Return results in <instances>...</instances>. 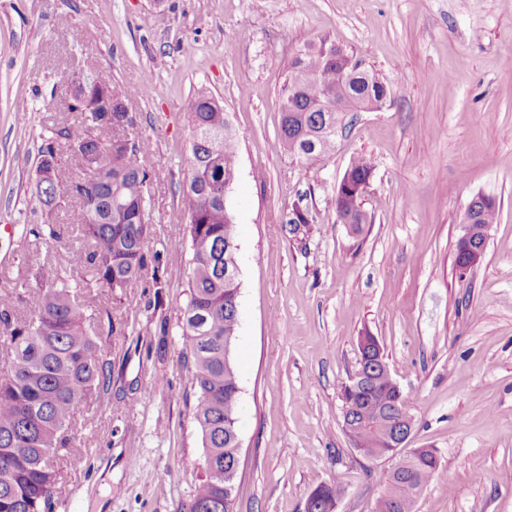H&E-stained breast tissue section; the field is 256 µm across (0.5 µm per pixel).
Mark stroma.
Returning <instances> with one entry per match:
<instances>
[{"instance_id": "1", "label": "stroma", "mask_w": 512, "mask_h": 512, "mask_svg": "<svg viewBox=\"0 0 512 512\" xmlns=\"http://www.w3.org/2000/svg\"><path fill=\"white\" fill-rule=\"evenodd\" d=\"M353 51L385 78L394 103L361 113L335 150L300 165L278 142L288 62L306 39ZM109 72L137 87L129 104L152 143L149 264L98 329L112 364L107 391L75 413L72 447L52 458L51 512H187L202 444L182 359L188 251L179 197L197 90L223 105L239 141L227 202L240 267L233 347L240 387L236 512H304L308 494L341 486L335 512H373L393 460L355 453L341 385L358 339L379 340L405 394L407 445L435 449L447 479L415 512H512V0H0V291L30 318L39 295L21 270L65 273L84 241L64 196L58 239L22 237L42 222L38 149L78 119L71 77ZM374 170L361 234L338 222L336 186L350 161ZM499 206L484 256L454 265L468 202ZM303 201L313 230L283 224Z\"/></svg>"}]
</instances>
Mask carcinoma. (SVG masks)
I'll return each mask as SVG.
<instances>
[{"label": "carcinoma", "mask_w": 512, "mask_h": 512, "mask_svg": "<svg viewBox=\"0 0 512 512\" xmlns=\"http://www.w3.org/2000/svg\"><path fill=\"white\" fill-rule=\"evenodd\" d=\"M284 93L279 140L301 165L333 151L336 122L345 117L341 109L348 102L367 105L382 96L391 99V88L379 74L326 39L302 43L288 63ZM133 97L131 88L95 73L92 89L72 96V110L84 114V120L52 131L40 147V156H52L54 167L37 198L50 214L64 194L78 196L80 206L71 212V220L81 228L88 249L70 261L79 272L74 285L52 266L27 270L41 288L27 320L15 318L18 297L0 293V340L12 354L9 372L0 376V512H48L56 485L51 457L67 446V430L80 403L110 384L111 362L97 334L109 310L90 308L78 291L89 294L94 287H106L122 301L147 265L150 171L143 159L150 153V141L140 134L136 121L125 116L123 106ZM109 101L110 119L105 113ZM189 119L191 149L180 209L192 257L182 355L192 364L194 419L201 433L205 473L189 512H233L236 494L226 493V488L237 485L233 466L238 455L234 436L239 384L232 357H224V342L237 335L240 282L225 276L224 256L237 241L227 193L237 174L238 138L224 107L205 91L191 100ZM99 126L106 127L112 156L102 163L91 160L93 174L64 184L60 147L74 158L86 154L87 140ZM372 170L368 157L354 158L342 175L345 183L336 189V213L350 219L356 234L368 223L359 183ZM498 214L490 198L477 204L475 223L495 224ZM286 224L292 240L301 243L309 236L311 221L303 199L293 203ZM30 235L49 241L57 238V231L48 221L22 225L21 236ZM359 342L368 379L342 386L348 416L358 425L351 445L355 450L384 452L387 426L412 416L398 384L384 374L377 338L367 334ZM441 475L432 449L414 448L401 455L375 512H414L423 490Z\"/></svg>", "instance_id": "obj_1"}]
</instances>
